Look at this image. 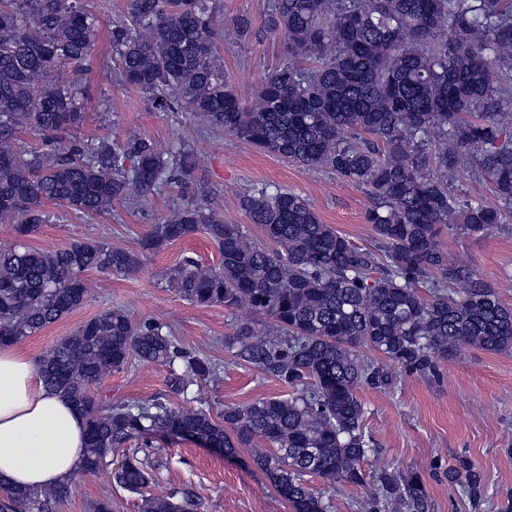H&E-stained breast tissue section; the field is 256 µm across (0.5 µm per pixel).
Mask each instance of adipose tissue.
<instances>
[{
  "mask_svg": "<svg viewBox=\"0 0 512 512\" xmlns=\"http://www.w3.org/2000/svg\"><path fill=\"white\" fill-rule=\"evenodd\" d=\"M85 419L46 389L38 364L14 345L0 347V484L39 492L66 482L82 465Z\"/></svg>",
  "mask_w": 512,
  "mask_h": 512,
  "instance_id": "1",
  "label": "adipose tissue"
}]
</instances>
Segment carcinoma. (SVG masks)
<instances>
[{
  "mask_svg": "<svg viewBox=\"0 0 512 512\" xmlns=\"http://www.w3.org/2000/svg\"><path fill=\"white\" fill-rule=\"evenodd\" d=\"M101 24L85 0H0V223L27 237L48 221L49 203L97 215L172 184L190 200L153 226L139 252L90 242L0 248V345L80 308L87 272L133 274L147 254L202 230L221 263L203 269L185 261L174 277L177 292L198 306L246 308L272 320L282 339L268 338L248 318L236 320L224 344L296 392L226 406L221 423L164 397L105 408L92 386L132 357L179 363L181 372L172 369L168 378L173 394L219 375L174 344L162 324L108 309L39 360L45 386L85 418L81 474H96L120 454L116 483L140 494L153 475L125 445L167 432L229 455L254 449L253 461L293 512H327L305 483L308 474L364 488L358 512H429L418 473L364 472L371 439L357 391L387 385L389 376L357 348L423 376L464 347L512 350V307L440 241L512 221V0H273L265 28L284 40L288 58L248 105L216 55L224 35L216 0H126L124 18L109 25L122 85L153 108L192 112L286 163L364 188L374 202L366 221L384 245L380 255L284 189L238 195L266 239L258 243L193 195L196 152L164 154L136 133L74 137ZM252 30L249 16L232 19L235 40H248ZM24 130L43 149L19 144ZM464 164L483 174L503 208L484 204L480 183L463 198L449 189V175ZM449 477L469 494L481 485L468 465ZM72 492L67 481L45 498L60 502ZM29 500L0 486V512H29ZM142 512H197V505L173 490L143 498Z\"/></svg>",
  "mask_w": 512,
  "mask_h": 512,
  "instance_id": "cac0c4a2",
  "label": "carcinoma"
}]
</instances>
